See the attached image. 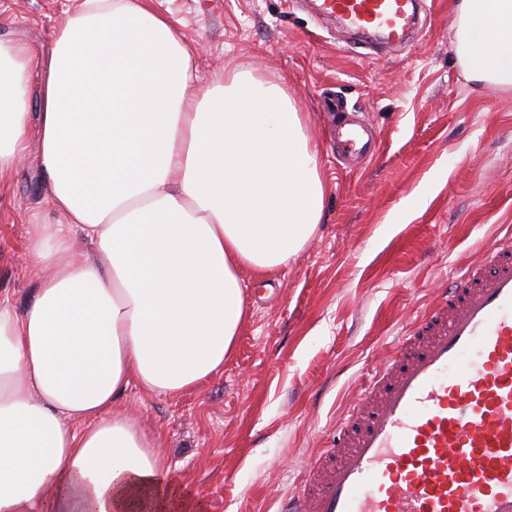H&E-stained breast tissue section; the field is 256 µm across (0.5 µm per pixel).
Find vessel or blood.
I'll return each mask as SVG.
<instances>
[{"instance_id": "obj_1", "label": "vessel or blood", "mask_w": 512, "mask_h": 512, "mask_svg": "<svg viewBox=\"0 0 512 512\" xmlns=\"http://www.w3.org/2000/svg\"><path fill=\"white\" fill-rule=\"evenodd\" d=\"M344 25L404 44L412 0H321ZM374 156V129L336 122ZM285 512H512V236L417 316L320 449Z\"/></svg>"}]
</instances>
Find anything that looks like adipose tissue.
I'll return each mask as SVG.
<instances>
[{
	"label": "adipose tissue",
	"mask_w": 512,
	"mask_h": 512,
	"mask_svg": "<svg viewBox=\"0 0 512 512\" xmlns=\"http://www.w3.org/2000/svg\"><path fill=\"white\" fill-rule=\"evenodd\" d=\"M455 13L467 78L512 91V0ZM33 147L62 221L28 227L31 302L0 300V512H204L113 406L222 370L248 317L241 270L316 233L327 187L295 100L243 71L203 83L148 0H82L43 56L0 41V174Z\"/></svg>",
	"instance_id": "ef3b65f1"
}]
</instances>
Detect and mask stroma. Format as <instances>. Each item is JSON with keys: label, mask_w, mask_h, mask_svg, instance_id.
<instances>
[{"label": "stroma", "mask_w": 512, "mask_h": 512, "mask_svg": "<svg viewBox=\"0 0 512 512\" xmlns=\"http://www.w3.org/2000/svg\"><path fill=\"white\" fill-rule=\"evenodd\" d=\"M194 50L202 81L231 65L287 77L327 183L322 221L287 264L243 271L250 311L223 370L195 391L130 386L115 407L157 436L205 512H280L413 318L512 233V92L474 87L450 0L398 50L320 16L314 0H150ZM76 0H0V39L49 50ZM378 130L360 166L328 142L329 106ZM35 160L0 181V299L36 286L26 229L56 221Z\"/></svg>", "instance_id": "1"}]
</instances>
